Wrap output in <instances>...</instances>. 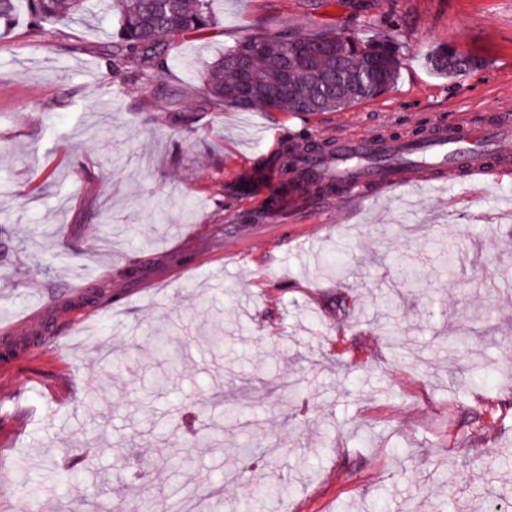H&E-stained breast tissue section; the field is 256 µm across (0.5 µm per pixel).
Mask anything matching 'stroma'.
I'll list each match as a JSON object with an SVG mask.
<instances>
[{
    "mask_svg": "<svg viewBox=\"0 0 512 512\" xmlns=\"http://www.w3.org/2000/svg\"><path fill=\"white\" fill-rule=\"evenodd\" d=\"M214 11L169 68L135 79L109 73L118 22L96 0L39 42L21 18L0 30V332L15 323L21 359L0 371V512H189L201 495L210 512H512V179L277 212L265 167L271 126L296 141L487 121L512 104V0ZM260 29L386 33L400 69L338 111L208 103L201 61ZM440 47L478 64L437 75ZM333 252L344 272L326 270ZM156 330L184 351L164 390ZM243 448L278 499L254 501ZM67 469L84 503L58 486Z\"/></svg>",
    "mask_w": 512,
    "mask_h": 512,
    "instance_id": "stroma-1",
    "label": "stroma"
}]
</instances>
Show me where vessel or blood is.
<instances>
[{
    "label": "vessel or blood",
    "instance_id": "vessel-or-blood-1",
    "mask_svg": "<svg viewBox=\"0 0 512 512\" xmlns=\"http://www.w3.org/2000/svg\"><path fill=\"white\" fill-rule=\"evenodd\" d=\"M499 116L483 126L463 117L439 121L415 139L340 135L332 151L308 147L289 173L306 197L333 184L339 196L358 198L369 185L389 189L411 183L415 172L456 180L478 175L495 184L512 176V111L500 110Z\"/></svg>",
    "mask_w": 512,
    "mask_h": 512
}]
</instances>
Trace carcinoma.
<instances>
[{"mask_svg":"<svg viewBox=\"0 0 512 512\" xmlns=\"http://www.w3.org/2000/svg\"><path fill=\"white\" fill-rule=\"evenodd\" d=\"M28 29L34 38L47 34L45 24L84 11L86 0H27ZM119 28L112 42V73L142 75L168 67L170 42L176 36H200L215 24L213 0H116ZM431 66L452 77L475 65L472 58L440 48ZM400 67L397 43L382 37L362 40L349 32L317 34L256 33L224 49L203 65L206 95L217 105L248 111L260 105L279 112L337 111L382 95ZM296 89L292 98L280 91L284 79ZM151 346L177 370L183 355L176 341L155 333Z\"/></svg>","mask_w":512,"mask_h":512,"instance_id":"1","label":"carcinoma"}]
</instances>
